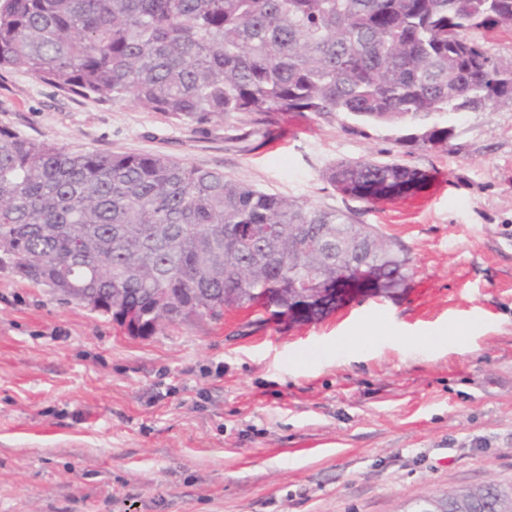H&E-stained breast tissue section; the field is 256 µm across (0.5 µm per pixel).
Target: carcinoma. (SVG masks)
Here are the masks:
<instances>
[{
    "label": "carcinoma",
    "instance_id": "obj_1",
    "mask_svg": "<svg viewBox=\"0 0 512 512\" xmlns=\"http://www.w3.org/2000/svg\"><path fill=\"white\" fill-rule=\"evenodd\" d=\"M512 28V0H0V69L101 102L130 101L188 124L233 112L344 114L413 124L439 148L437 119L512 88V58L467 37ZM373 204L429 175L370 159L325 172ZM371 288L412 276L405 249L350 215L266 193L161 154L69 150L0 129V269L112 317L130 336L219 321L228 309L318 316L336 279L366 259ZM296 268L315 288L288 287ZM498 486L469 512H499Z\"/></svg>",
    "mask_w": 512,
    "mask_h": 512
}]
</instances>
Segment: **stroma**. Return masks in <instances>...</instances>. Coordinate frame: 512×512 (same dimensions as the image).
I'll use <instances>...</instances> for the list:
<instances>
[{
    "instance_id": "35a3bbf8",
    "label": "stroma",
    "mask_w": 512,
    "mask_h": 512,
    "mask_svg": "<svg viewBox=\"0 0 512 512\" xmlns=\"http://www.w3.org/2000/svg\"><path fill=\"white\" fill-rule=\"evenodd\" d=\"M442 123L435 150L341 114L198 127L0 72V128L352 212L414 270L316 320L230 311L148 337L0 270V512H414L512 484V99ZM361 158L432 180L368 206L324 177Z\"/></svg>"
}]
</instances>
